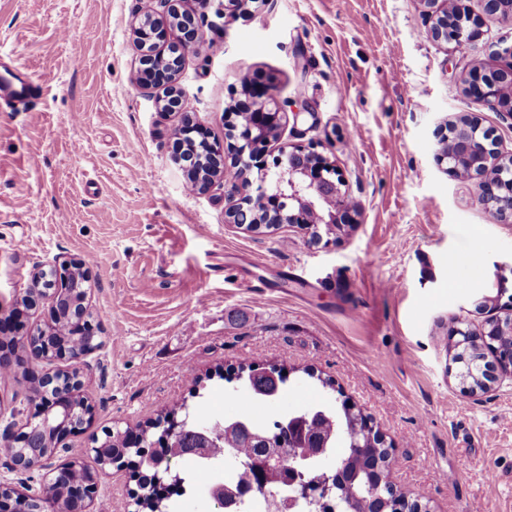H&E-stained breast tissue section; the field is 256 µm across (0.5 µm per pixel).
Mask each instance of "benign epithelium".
Masks as SVG:
<instances>
[{"label":"benign epithelium","instance_id":"obj_1","mask_svg":"<svg viewBox=\"0 0 512 512\" xmlns=\"http://www.w3.org/2000/svg\"><path fill=\"white\" fill-rule=\"evenodd\" d=\"M179 0H159V8L151 12L150 20H140L135 29L136 45L141 52V68L134 78V84L139 90H148L156 85H164L171 89L166 99L160 104V111L174 112L181 109L182 93L177 87L178 78L183 65L184 54L190 49H196L204 37L195 18L187 12L179 10ZM429 8V26L427 37L436 42H452L456 47H465L469 52L479 49L481 35L479 20L471 16L464 0H457L459 11L457 19L448 18V0H423ZM485 11L512 19V0H484ZM180 21L181 37L173 51L170 52L176 64L160 79L154 78L152 57L154 49L165 42L172 23ZM472 95L477 104L490 105L501 110L512 119V62L489 70L476 71L471 76ZM246 100L235 105L234 111L245 110L253 113L258 119L272 118L275 128L271 133H265L259 123L251 124L244 132L231 130L230 139L234 140V150L238 175L251 183L249 172L257 169L260 184L257 194L262 198L264 209H259L255 199L245 196L242 201L229 206L225 210L227 223L234 224L246 231H254L258 224H323L332 228L338 224L356 223L358 205L342 191V175L336 167L321 153L308 146H290L283 144L280 155L272 162L266 160V147L278 138L282 130V121L286 119L284 105L279 101L276 87L270 82L254 80L243 88ZM194 137L204 143L211 151L213 164L208 171L202 172L192 165L186 166L192 173V186L199 194L209 192L214 186L227 182L224 178V147L217 142L209 141L204 129L195 121L189 112L181 113V121L173 129V138L178 144L183 140ZM435 159L439 163L449 165V171L458 174L467 171V178L474 181L475 200L481 206L489 209L503 220L512 219V154L502 153L492 134L480 127L475 116L462 117L448 121V125L437 132V148ZM62 280L59 288H44L47 270L38 268L31 274V284L34 295L29 302L37 306L43 302L50 305L52 319L59 316V306L68 288L67 273L78 270L87 274L81 264L67 268L50 267ZM73 317L79 328L91 336L94 344L100 346L102 341L97 329L88 320L89 312L86 300H81L79 306L72 307ZM44 329L36 327L25 334L28 339H36L35 357L50 362H63L65 367L57 373L68 376L67 385L73 388L82 387L79 375L75 374L77 365L93 351L81 353L66 344H50L40 336ZM475 358L461 357L465 366H477L478 381L483 390L491 388V384L504 377L512 379V346L505 353H497V365H480L484 361V348L476 346ZM55 373V374H57ZM55 374L44 375V382H56ZM44 400L34 401L38 412L35 419L28 420L18 433L4 435L6 452L10 458L12 469L20 474L34 471L42 473V493L28 494L13 491L4 495L3 489L12 488V484L0 482V512H21L19 502L34 499L39 503L38 512H90L93 503L96 482L99 474L106 470L104 466L87 467L83 478L69 485L64 496L54 498L48 494L49 487L67 472V465L55 467L50 456L39 459H29L22 456L19 449L28 445L29 441L39 432L51 428L56 440L63 442L67 436L83 430L92 424L94 405L85 400L81 414L75 413V407L67 403L62 394L44 393ZM126 443L130 448L138 449L137 457L150 462L157 472L169 474L172 472V460L160 458L153 454L159 443L148 439L144 434H125ZM263 465L267 469L279 470L288 474V484L298 493V496L314 502H322L327 496L336 478L342 475V469L334 467L319 473H310L299 466L289 465L284 457L271 452L264 456ZM392 464L377 462L376 473L378 485L372 486V491L384 485L394 488L392 481Z\"/></svg>","mask_w":512,"mask_h":512}]
</instances>
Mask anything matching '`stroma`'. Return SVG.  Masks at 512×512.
<instances>
[{"instance_id": "35a3bbf8", "label": "stroma", "mask_w": 512, "mask_h": 512, "mask_svg": "<svg viewBox=\"0 0 512 512\" xmlns=\"http://www.w3.org/2000/svg\"><path fill=\"white\" fill-rule=\"evenodd\" d=\"M466 4L482 22L476 53L430 40L422 0H251L225 16L181 0L220 47L186 52L184 111L224 142L242 73L272 79L285 140L341 171L360 222L316 240L298 224L245 232L224 221L231 188L192 190L172 154L178 114L133 85L142 0H0V77L45 82L30 104H0V317L34 268L85 260L103 340L80 367L94 420L53 464L177 404L198 422L238 417L254 403L232 378L247 359L287 372L260 423L346 404L370 416L398 460L393 482L430 512H512V384L465 392L444 345L457 318L478 332L496 316L484 297L512 298V222L434 159L438 124L472 112L512 152V119L466 92L472 71L501 65L512 20ZM475 250L479 285L451 287ZM29 370L51 366L26 353L0 381V432L35 411ZM137 479L134 465L109 467L96 498L129 512Z\"/></svg>"}]
</instances>
